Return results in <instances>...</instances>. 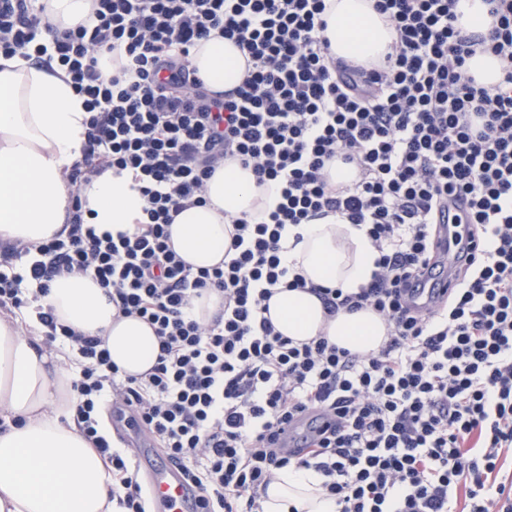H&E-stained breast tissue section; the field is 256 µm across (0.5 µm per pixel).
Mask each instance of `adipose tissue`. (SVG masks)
<instances>
[{
  "instance_id": "obj_1",
  "label": "adipose tissue",
  "mask_w": 512,
  "mask_h": 512,
  "mask_svg": "<svg viewBox=\"0 0 512 512\" xmlns=\"http://www.w3.org/2000/svg\"><path fill=\"white\" fill-rule=\"evenodd\" d=\"M325 37L334 57L362 64L378 61L394 34L373 0H332ZM192 64L212 90L242 83L246 59L219 32L192 54ZM89 117L83 99L63 72L52 73L21 57H0V248L39 245L62 231L71 207L64 179L82 156ZM279 199L276 185L258 186L251 169L229 160L207 183L206 201L183 209L170 226L171 244L193 267L221 263L230 245L225 215L264 218ZM86 223L113 232L132 229L145 201L130 173L104 171L81 195ZM283 246L307 281L330 288L367 284L376 253L364 230L336 216L301 225ZM46 302L59 322L103 337L120 372L140 375L156 363L152 327L122 317L93 279L61 275ZM276 330L296 342L323 335L351 352L377 351L387 336L371 310L328 315L321 299L306 290L281 288L269 302ZM0 316V512H119L112 501V472L84 439L70 406V382L44 351L41 327L29 319ZM314 472L285 469L267 488L265 512H336Z\"/></svg>"
}]
</instances>
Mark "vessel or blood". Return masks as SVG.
<instances>
[{"label": "vessel or blood", "mask_w": 512, "mask_h": 512, "mask_svg": "<svg viewBox=\"0 0 512 512\" xmlns=\"http://www.w3.org/2000/svg\"><path fill=\"white\" fill-rule=\"evenodd\" d=\"M457 225L444 227L439 238L438 252L446 265L457 260ZM123 422L131 433V444L137 450V458L148 476V488L156 512H205L201 507L193 485L173 468L153 463L148 439L142 438L140 429L132 416Z\"/></svg>", "instance_id": "1"}]
</instances>
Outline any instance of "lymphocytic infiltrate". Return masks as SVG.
Returning <instances> with one entry per match:
<instances>
[{"mask_svg": "<svg viewBox=\"0 0 512 512\" xmlns=\"http://www.w3.org/2000/svg\"><path fill=\"white\" fill-rule=\"evenodd\" d=\"M87 25L60 29L39 0H0V56L62 69L89 113L82 158L65 180L66 237L0 255V309L34 315L68 351L73 417L112 467L123 512H153L130 448L100 410L134 413L208 512H264L284 469L322 476L336 512H512V0H484L487 35L456 25L457 0H374L395 39L371 66L334 59L327 0H96ZM219 31L247 75L210 90L191 66ZM125 61L103 76V53ZM502 59L476 82L477 51ZM277 183L260 222L232 216L221 265L193 268L169 227L205 203L225 160ZM354 167L333 186L328 165ZM131 171L145 200L134 230L98 232L81 194L97 174ZM335 215L363 227L377 253L357 291L318 286L328 314L368 308L387 326L360 355L319 336L294 342L267 318L277 288H302L281 240ZM469 234L447 293H418L440 266L437 235ZM89 277L119 314L146 320L157 361L142 376L112 363L102 337L60 323L43 303L60 275ZM212 291L211 321L191 310ZM466 67L476 81L485 87L497 85L502 76L501 61L491 54L477 52L467 59Z\"/></svg>", "mask_w": 512, "mask_h": 512, "instance_id": "1", "label": "lymphocytic infiltrate"}]
</instances>
